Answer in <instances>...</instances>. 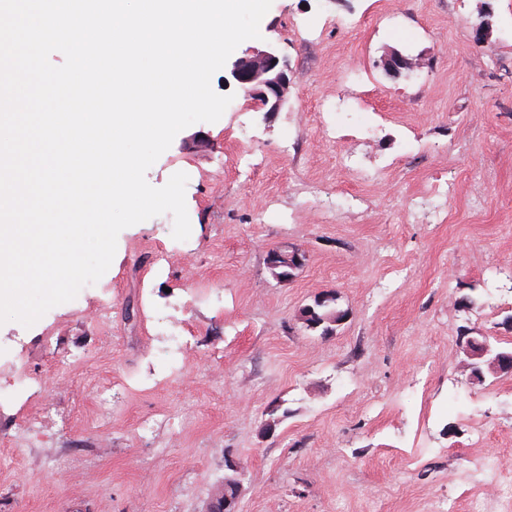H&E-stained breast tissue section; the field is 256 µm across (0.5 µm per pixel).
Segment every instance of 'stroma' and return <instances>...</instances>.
I'll return each instance as SVG.
<instances>
[{
	"label": "stroma",
	"instance_id": "1",
	"mask_svg": "<svg viewBox=\"0 0 512 512\" xmlns=\"http://www.w3.org/2000/svg\"><path fill=\"white\" fill-rule=\"evenodd\" d=\"M260 30L292 68L282 112L264 120L216 72L233 96L222 117L180 131L146 173L156 188L187 174L189 238L173 239L168 213L120 232L97 282L109 323L80 294L32 327L0 325V512H207L230 460L245 473L238 512H430L448 498L468 512L471 494L495 497L463 482L475 464L512 479V376L472 380L459 348L473 330L512 348V0H273ZM394 48L421 59L416 77L384 74ZM197 134L207 147L185 148ZM244 141L250 168L235 163ZM435 178L457 188L438 221L417 195ZM308 181L330 189L335 219L298 193ZM285 242L305 262L281 281L267 255ZM161 251L177 257L158 264ZM326 292L346 313L331 336L300 320ZM159 312L191 346L174 386ZM63 357L83 358L77 382L22 388ZM86 379L122 386L111 425ZM166 412L180 434L141 431ZM37 417L40 446L13 448Z\"/></svg>",
	"mask_w": 512,
	"mask_h": 512
}]
</instances>
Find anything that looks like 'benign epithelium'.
<instances>
[{
    "label": "benign epithelium",
    "instance_id": "obj_1",
    "mask_svg": "<svg viewBox=\"0 0 512 512\" xmlns=\"http://www.w3.org/2000/svg\"><path fill=\"white\" fill-rule=\"evenodd\" d=\"M385 75L392 78H409L419 68L417 60L400 50H393L381 60ZM224 83L235 84L250 99L258 102L264 117L282 111L288 100L292 83V71L288 59L279 54L277 48L267 43L254 47L235 59L225 70ZM304 255L299 249L282 245L268 254V264L280 268V280L292 277L293 271L302 265ZM460 349L467 358L471 375L477 380L486 375L502 376L512 373V349H500L489 341L476 342L473 336L462 338Z\"/></svg>",
    "mask_w": 512,
    "mask_h": 512
}]
</instances>
